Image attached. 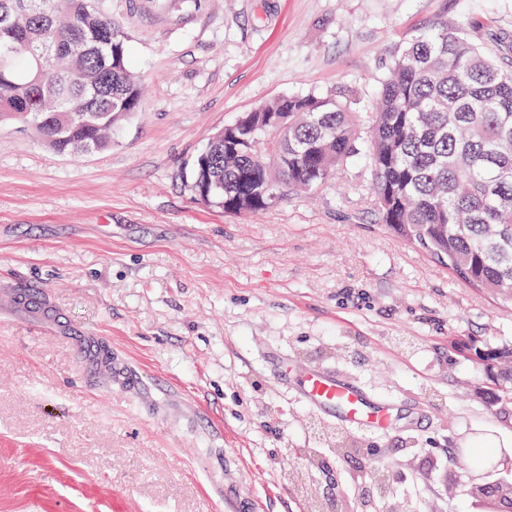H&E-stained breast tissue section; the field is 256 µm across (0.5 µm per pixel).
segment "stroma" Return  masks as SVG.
Segmentation results:
<instances>
[{
	"mask_svg": "<svg viewBox=\"0 0 512 512\" xmlns=\"http://www.w3.org/2000/svg\"><path fill=\"white\" fill-rule=\"evenodd\" d=\"M141 109L103 152L58 154L0 125V512H481L512 478V404L474 348L512 344V306L382 224L365 160L256 214L186 179L215 132L282 95L375 108L421 30L512 55V0H106ZM67 327L35 334L10 289ZM106 342L134 384L99 374ZM321 364L392 402L341 429L272 374ZM344 437L345 453L336 439ZM501 448L470 468L459 449Z\"/></svg>",
	"mask_w": 512,
	"mask_h": 512,
	"instance_id": "35a3bbf8",
	"label": "stroma"
}]
</instances>
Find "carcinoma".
I'll return each instance as SVG.
<instances>
[{
	"instance_id": "1",
	"label": "carcinoma",
	"mask_w": 512,
	"mask_h": 512,
	"mask_svg": "<svg viewBox=\"0 0 512 512\" xmlns=\"http://www.w3.org/2000/svg\"><path fill=\"white\" fill-rule=\"evenodd\" d=\"M0 123L32 127L66 154L112 148L141 106L128 37L100 0H0ZM366 153L381 222L453 276L512 302V62L456 27L416 35L378 81L377 111L343 97L283 95L216 133L190 168L194 193L227 213L263 211L290 190L326 186ZM512 401V345L479 353ZM498 449H467L474 468Z\"/></svg>"
}]
</instances>
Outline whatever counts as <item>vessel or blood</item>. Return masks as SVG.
<instances>
[{
    "label": "vessel or blood",
    "mask_w": 512,
    "mask_h": 512,
    "mask_svg": "<svg viewBox=\"0 0 512 512\" xmlns=\"http://www.w3.org/2000/svg\"><path fill=\"white\" fill-rule=\"evenodd\" d=\"M277 379L311 409L339 412V426L382 431L392 424L389 405L368 401L355 386L345 382L333 369L318 365L294 375L282 370L278 372Z\"/></svg>",
    "instance_id": "b4317fda"
}]
</instances>
